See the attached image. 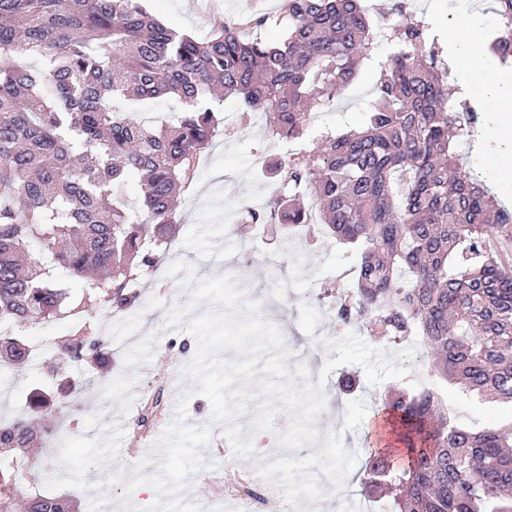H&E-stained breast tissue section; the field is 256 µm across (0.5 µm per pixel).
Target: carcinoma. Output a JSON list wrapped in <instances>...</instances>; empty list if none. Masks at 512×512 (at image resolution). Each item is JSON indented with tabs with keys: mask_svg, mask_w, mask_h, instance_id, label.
<instances>
[{
	"mask_svg": "<svg viewBox=\"0 0 512 512\" xmlns=\"http://www.w3.org/2000/svg\"><path fill=\"white\" fill-rule=\"evenodd\" d=\"M277 41L240 30L268 18H220L198 39L154 19L143 0H0V363L25 367L26 329L82 314L100 300L135 307L146 279L176 241V194L224 125L220 104L242 100L273 135L303 137L312 111L339 98L376 45L378 23L360 0H282ZM392 52L360 126L328 129L318 148L290 160L283 186L310 190L320 223L356 264V289L336 317L400 344L415 332L436 356L442 383L512 406V275L487 245V228L512 238L499 207L458 162L474 109L451 99L428 27L393 0ZM512 64V39L491 44ZM30 58L39 61L33 66ZM169 95L176 123L146 124L113 109ZM138 181L140 209L114 191ZM308 212L279 191L249 212L287 231ZM51 257L48 263L40 255ZM95 276L71 297L57 278ZM54 360L112 365L108 336H69ZM436 391L401 390L381 414L399 447L365 436L364 489L392 494L393 512H512V420L482 430L450 424ZM65 403L0 424V512H18V476L50 422L83 410ZM23 512H82L65 493L35 494Z\"/></svg>",
	"mask_w": 512,
	"mask_h": 512,
	"instance_id": "1",
	"label": "carcinoma"
}]
</instances>
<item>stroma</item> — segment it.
Here are the masks:
<instances>
[{
  "instance_id": "stroma-1",
  "label": "stroma",
  "mask_w": 512,
  "mask_h": 512,
  "mask_svg": "<svg viewBox=\"0 0 512 512\" xmlns=\"http://www.w3.org/2000/svg\"><path fill=\"white\" fill-rule=\"evenodd\" d=\"M411 12L425 20L440 46L448 44V25L471 27V38L484 43L497 21L494 0H409ZM150 12L164 25L201 38L213 15L236 18L250 12L273 17L272 26L243 29L247 39H279L288 19L282 0H219L208 10L204 0H147ZM391 52L386 40L362 62L354 82L336 103L312 115L302 139L272 135L264 115L240 101L225 100L230 124L220 132L211 152L202 157L195 178L194 200L178 212L176 242L160 269L158 288L141 293L136 308L113 316L99 314L92 332L123 340L135 335L130 348L114 351L112 369L93 371L85 380L86 405L47 438L32 475L19 479L23 495L71 492L102 512H238L235 498L216 492L217 481L261 472L270 499L282 491L307 496L318 490L317 512H367L371 501L360 484L366 458L363 439L386 397L415 386L413 375L369 386L362 367L346 364L324 380V410L333 431L314 424V444L289 451L264 445L254 430L255 404L233 422L216 419L209 400L198 390L188 367L196 338L188 325L216 313L209 302L193 299L195 283L217 276L238 280L261 317L279 330L288 352L289 371L300 366L323 368L328 342L342 338L333 301L354 288L351 262L331 237L299 245L287 252L281 240L259 232L246 218L248 208L266 206L279 184L255 167L256 155L268 162H288L292 155L314 149L323 128L339 130L357 124L374 92L382 63ZM64 371L52 362L22 375L0 371V423L26 413L36 399L57 403L64 398ZM352 391H342L345 378ZM448 400L459 407V423L483 428L512 416V407L464 398L448 387ZM156 405L157 418L146 435H137L141 410ZM236 425L255 448L249 459L213 464L215 449L229 442L227 428Z\"/></svg>"
}]
</instances>
